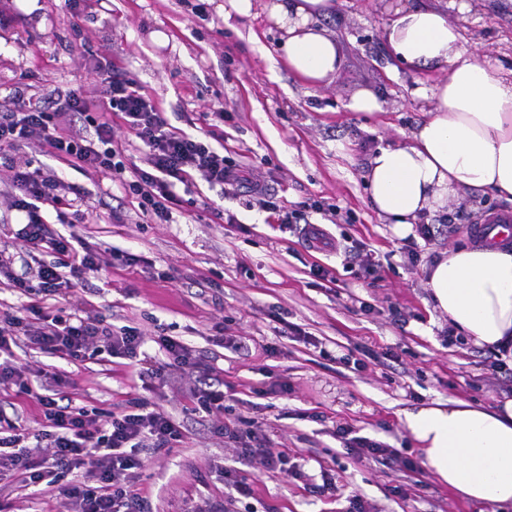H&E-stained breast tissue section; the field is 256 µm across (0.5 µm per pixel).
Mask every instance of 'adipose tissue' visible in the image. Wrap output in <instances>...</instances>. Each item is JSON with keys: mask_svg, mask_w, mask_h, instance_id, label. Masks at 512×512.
<instances>
[{"mask_svg": "<svg viewBox=\"0 0 512 512\" xmlns=\"http://www.w3.org/2000/svg\"><path fill=\"white\" fill-rule=\"evenodd\" d=\"M336 0H268L282 32L283 64L310 86L343 62L340 42L321 26ZM381 38L406 67L447 68L431 87L423 119L400 144L373 152L366 180L379 216L404 233L444 211L462 192L512 202V72L487 66L463 44L442 0H392ZM436 309L475 345L512 342V242L442 252L428 269ZM437 479L465 500L512 504V398L486 408L452 400L404 414Z\"/></svg>", "mask_w": 512, "mask_h": 512, "instance_id": "1", "label": "adipose tissue"}]
</instances>
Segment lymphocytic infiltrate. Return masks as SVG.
Wrapping results in <instances>:
<instances>
[{
    "label": "lymphocytic infiltrate",
    "mask_w": 512,
    "mask_h": 512,
    "mask_svg": "<svg viewBox=\"0 0 512 512\" xmlns=\"http://www.w3.org/2000/svg\"><path fill=\"white\" fill-rule=\"evenodd\" d=\"M102 84L93 103L74 93L35 102L21 89L0 100V146L14 151L4 162L11 207L24 215L15 237L26 251L46 250L53 256L52 261L32 263L0 249V279L21 294L43 298L39 304L0 311V384L28 395L33 380L46 375L44 369L17 364L12 346L21 338L31 350L73 362L104 354L138 364L143 393L127 399L121 411L109 412L102 424L67 402L65 394L38 396L40 427L30 435L18 432L16 423L0 412V424L7 430L6 436H0V481L22 474L29 498L50 494L65 512H151L150 502L138 488L143 467L138 451L168 453L183 438L173 418L147 398L152 380L186 369L201 373L193 396L209 415L224 413V391L204 380L207 365L181 341L159 337L165 359L155 362L143 355L145 339L137 328L116 330L104 315H80L72 297L77 286L86 285L89 275L101 270L102 255L76 231L61 232L46 219L43 205L72 208L73 188L54 171L36 166L21 150L38 146L95 175L132 171V180L123 187L136 196L142 213L158 224L169 223L173 210L183 204L176 183L187 182L195 173L211 185L247 189L260 207L270 209L274 203L260 179L242 175L210 143L175 131L165 111L130 73L107 66ZM116 114L145 146L144 167L126 168L123 149L112 134ZM85 115L92 118L94 137L84 134L80 119ZM214 431L232 444L242 465L258 463L271 473L300 476L290 453L270 450L258 421L240 415L216 424ZM335 434L354 451L356 461L394 465L401 471L413 468L397 449L354 436L351 427L337 425Z\"/></svg>",
    "instance_id": "1"
}]
</instances>
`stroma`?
<instances>
[{"label": "stroma", "mask_w": 512, "mask_h": 512, "mask_svg": "<svg viewBox=\"0 0 512 512\" xmlns=\"http://www.w3.org/2000/svg\"><path fill=\"white\" fill-rule=\"evenodd\" d=\"M203 11H196V4ZM225 0H0V99L18 86L43 98L78 91L98 98L100 69L124 68L165 110L172 126L204 137L222 135L224 155L263 176L276 192L277 211L259 208L231 186L200 177L176 184L184 200L170 223H153L119 182L90 176L39 148L27 153L66 183L86 191L101 219L84 236L99 250L118 246L141 264L107 268L90 278L79 299L145 337V351L162 358L157 339L170 336L203 355L209 375L224 384L228 403L262 422L272 451L300 453L310 474H333L337 492L308 493L302 479L247 470L251 498L235 512H347L360 495L368 512H512L456 497L424 468L419 445L400 416L454 399L493 405L512 389V370L486 384L487 349L469 340L446 341L448 320L435 310L427 268L440 252L472 245L471 224L512 212V202L487 192L449 202L434 224L459 216L460 229L432 241L416 239L419 259L409 264L401 236L373 208L366 172L376 146L403 141L424 117L414 91L447 77L446 68L408 69L380 38L375 0H336L322 21L340 42V70L318 87L291 76L281 63L280 33L253 0L249 17L225 19ZM466 13L450 11L467 48L481 60L512 71V0H467ZM373 90L382 108L352 111V96ZM207 112L223 113L217 126ZM313 201L336 208V220L303 210ZM119 209L124 223L107 216ZM226 221H212V209ZM303 213L326 237L362 246L378 266L366 275L342 252L309 248L290 232L286 216ZM328 270L312 277V263ZM173 269L176 279L153 278ZM370 311H363V304ZM284 312L301 336L287 338L269 317ZM363 362L360 370L342 355ZM20 363L56 366L77 386L76 403L91 410L119 409L129 393V369L90 360L18 353ZM288 382V393L260 394L266 378ZM194 374L156 385L149 397L183 427L182 447L167 454L142 452V489L154 512H188L205 500L226 501L224 472L237 466L232 448L211 431L212 418L191 394ZM397 448L422 473L394 472L380 464H354L333 436L336 425Z\"/></svg>", "instance_id": "35a3bbf8"}]
</instances>
